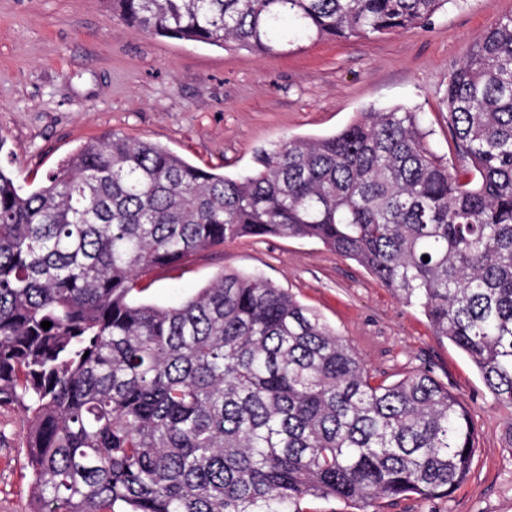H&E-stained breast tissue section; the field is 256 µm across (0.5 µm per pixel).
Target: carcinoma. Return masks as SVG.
I'll use <instances>...</instances> for the list:
<instances>
[{
  "label": "carcinoma",
  "instance_id": "obj_1",
  "mask_svg": "<svg viewBox=\"0 0 512 512\" xmlns=\"http://www.w3.org/2000/svg\"><path fill=\"white\" fill-rule=\"evenodd\" d=\"M110 2L143 32L260 55L418 28L448 4ZM446 104L452 162L396 107L261 150L235 178L116 132L31 191L0 168V407L28 422L29 512H304L309 498L364 509L452 493L475 436L429 372L373 383L315 310L255 275L131 300L210 247L316 240L421 308L512 407V16L473 43Z\"/></svg>",
  "mask_w": 512,
  "mask_h": 512
}]
</instances>
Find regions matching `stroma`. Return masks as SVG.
<instances>
[{
    "instance_id": "obj_1",
    "label": "stroma",
    "mask_w": 512,
    "mask_h": 512,
    "mask_svg": "<svg viewBox=\"0 0 512 512\" xmlns=\"http://www.w3.org/2000/svg\"><path fill=\"white\" fill-rule=\"evenodd\" d=\"M512 0H452L430 25L383 37L305 41L261 56L149 35L105 0H0V167L28 188L80 145L117 132L228 175L290 138L333 134L359 112H420L448 155V79ZM256 273L288 289L355 349L374 381L430 370L468 408L477 432L466 480L448 497L379 500L368 512H512V409L479 372L356 262L322 244L245 237L143 278L140 301L195 294L219 272ZM21 416L0 409V512H25Z\"/></svg>"
}]
</instances>
